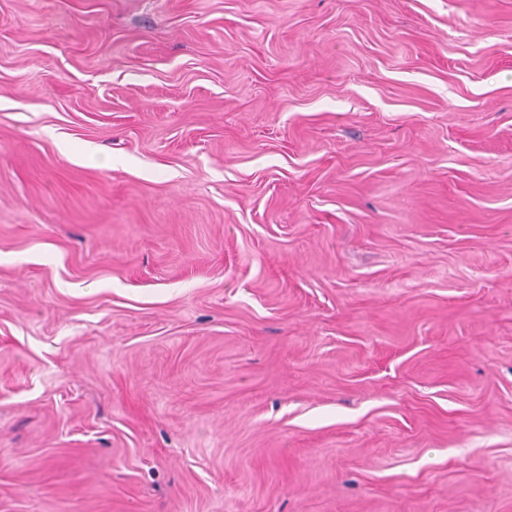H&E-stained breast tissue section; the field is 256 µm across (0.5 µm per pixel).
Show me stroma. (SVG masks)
<instances>
[{
    "label": "stroma",
    "instance_id": "1",
    "mask_svg": "<svg viewBox=\"0 0 512 512\" xmlns=\"http://www.w3.org/2000/svg\"><path fill=\"white\" fill-rule=\"evenodd\" d=\"M0 512H512V0H0Z\"/></svg>",
    "mask_w": 512,
    "mask_h": 512
}]
</instances>
